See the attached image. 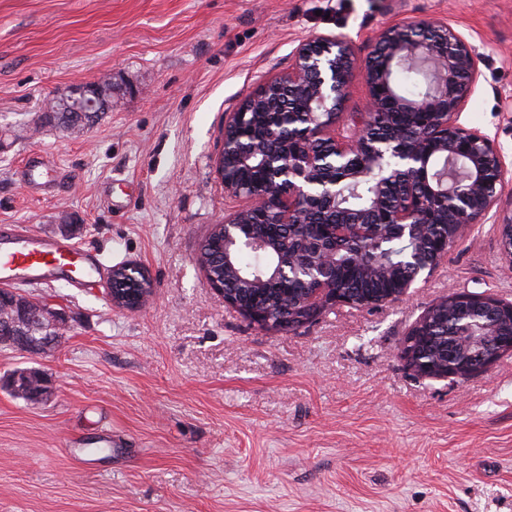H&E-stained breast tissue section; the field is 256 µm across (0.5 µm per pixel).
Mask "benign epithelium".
<instances>
[{
  "mask_svg": "<svg viewBox=\"0 0 512 512\" xmlns=\"http://www.w3.org/2000/svg\"><path fill=\"white\" fill-rule=\"evenodd\" d=\"M367 53L356 58V41L347 33L316 34L301 41L288 72L265 78L233 111L225 113L224 138L231 139L234 165L219 156L217 171L224 193L239 206L213 231L224 239V267L231 265V248L246 243L263 249L266 242L253 237L248 216L263 211L278 224H307L311 218L329 224L326 238L316 242L314 254L298 253L288 264L312 263L307 272L314 287L303 301L306 316L294 326L302 328L338 307L351 305L340 297L328 271L332 245L338 238L368 237L363 224H390L402 238L415 240L423 224H450V236L434 243V265H439L475 224L492 219L499 225L500 248L512 263V209L501 208L502 185L507 168L493 141L477 129L458 123L460 112L480 77V57L466 38L451 25L435 19L390 23L366 40ZM422 69L429 76L426 94L403 95L396 77L403 70ZM367 89L363 109L349 114L346 104L356 81ZM291 92L295 104L288 109V124L302 117V130L284 151L276 153L264 140L240 133L241 118L249 112H279L278 95ZM407 114L415 119L418 135L406 138L404 130L389 123L387 135H373L378 121L387 115ZM259 169L264 180L241 185L237 172ZM369 185L367 204L343 212L341 220H325L326 207H340L351 186ZM211 288L224 304L237 309L262 330L276 332L257 308L242 307L224 296V279L204 269ZM152 293L144 270L126 264L125 276H110L107 298L116 308L141 309ZM11 311L9 326L23 323L28 334L1 336L0 341L25 353L41 356L56 349L68 328L64 314L47 304L12 292H0V303ZM442 304L465 307L512 322V302L453 292ZM422 317L399 346L404 365L422 377L466 379L488 369L504 353L512 351V335L497 345L486 344L479 364L452 355L441 368L422 364L412 348L425 334Z\"/></svg>",
  "mask_w": 512,
  "mask_h": 512,
  "instance_id": "obj_1",
  "label": "benign epithelium"
}]
</instances>
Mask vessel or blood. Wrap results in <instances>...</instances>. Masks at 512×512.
I'll use <instances>...</instances> for the list:
<instances>
[{
  "instance_id": "b4317fda",
  "label": "vessel or blood",
  "mask_w": 512,
  "mask_h": 512,
  "mask_svg": "<svg viewBox=\"0 0 512 512\" xmlns=\"http://www.w3.org/2000/svg\"><path fill=\"white\" fill-rule=\"evenodd\" d=\"M97 272L98 261L90 253L15 224L0 225L1 285H40L64 277L82 288Z\"/></svg>"
}]
</instances>
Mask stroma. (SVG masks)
Instances as JSON below:
<instances>
[{
	"mask_svg": "<svg viewBox=\"0 0 512 512\" xmlns=\"http://www.w3.org/2000/svg\"><path fill=\"white\" fill-rule=\"evenodd\" d=\"M442 18L480 55L460 117L512 170V0H0V224L75 243L83 290L22 286L69 329L42 357L0 347V512H512V353L451 381L401 340L453 291L512 301L498 227L475 225L403 299L343 307L294 333L250 324L196 261L234 210L215 163L224 115L286 71L301 40ZM112 77L87 132L30 136L44 100ZM44 155L48 168L31 172ZM144 268L137 312L110 270ZM125 276H117L112 270L110 288H108V301L116 308L129 312L141 309L152 293V286L144 270L135 264L126 263ZM121 281L128 288L121 287Z\"/></svg>",
	"mask_w": 512,
	"mask_h": 512,
	"instance_id": "1",
	"label": "stroma"
}]
</instances>
